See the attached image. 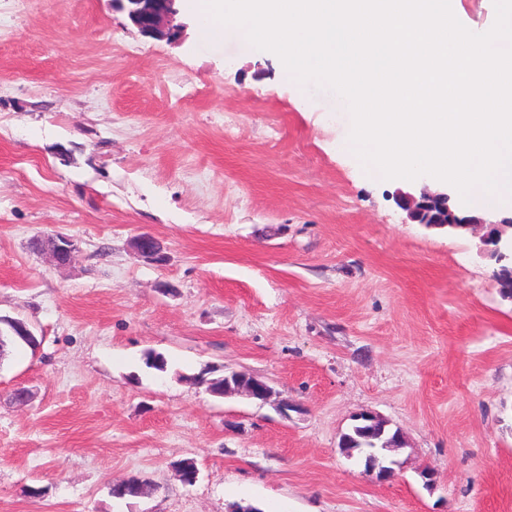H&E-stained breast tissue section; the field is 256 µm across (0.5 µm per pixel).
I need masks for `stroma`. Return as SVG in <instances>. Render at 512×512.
<instances>
[{
  "instance_id": "stroma-1",
  "label": "stroma",
  "mask_w": 512,
  "mask_h": 512,
  "mask_svg": "<svg viewBox=\"0 0 512 512\" xmlns=\"http://www.w3.org/2000/svg\"><path fill=\"white\" fill-rule=\"evenodd\" d=\"M172 23L0 0V316L38 340L0 358V512H512V300L479 253L507 209L411 221L428 178L364 169L341 97ZM56 234L65 267L31 246ZM231 372L273 398L208 392ZM364 412L405 441L382 483L339 446ZM448 200V188L436 192L425 188L418 200L409 194L406 195L411 217L418 224H423L428 229L446 230L449 236L454 237H465L468 233H449L448 229L472 233L475 225L480 224V220L458 216L448 205Z\"/></svg>"
}]
</instances>
